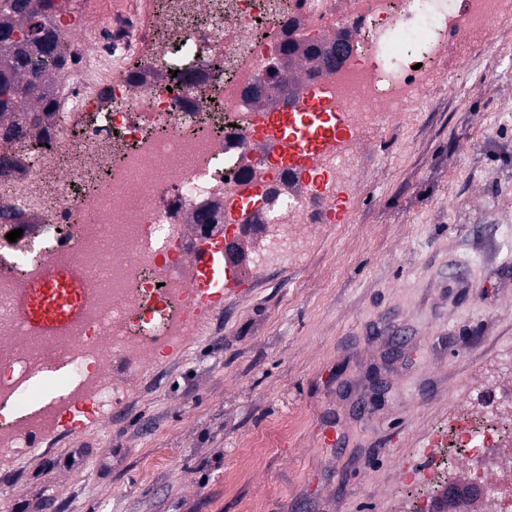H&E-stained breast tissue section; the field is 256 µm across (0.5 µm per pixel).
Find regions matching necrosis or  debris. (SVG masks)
<instances>
[{
	"mask_svg": "<svg viewBox=\"0 0 512 512\" xmlns=\"http://www.w3.org/2000/svg\"><path fill=\"white\" fill-rule=\"evenodd\" d=\"M503 7L462 0L458 26L431 0H183L153 16L144 0H115L82 30L60 10L67 55L46 135L0 182V204L18 213L0 224V250L13 257L0 260V402L33 399L30 381L56 361H73L79 374L56 383L42 414L0 427V447L22 454L35 434L55 429L58 405L95 411L120 400L104 357L147 343L177 349L212 311L171 251L191 214L205 210L223 223L234 186L257 181L272 251L287 245L295 217L311 214L312 197L288 191L293 173L262 159L242 163L261 124L246 94L267 82L271 45L348 29L350 57L318 81L360 128L420 97L449 39H468ZM14 228L22 235L11 243ZM73 265L91 286L81 321L60 335L29 332L13 309L22 289L13 269L32 280ZM503 435L498 424L461 416L435 430L429 446L478 460L493 457Z\"/></svg>",
	"mask_w": 512,
	"mask_h": 512,
	"instance_id": "obj_1",
	"label": "necrosis or debris"
}]
</instances>
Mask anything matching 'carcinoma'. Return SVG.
Segmentation results:
<instances>
[{
	"mask_svg": "<svg viewBox=\"0 0 512 512\" xmlns=\"http://www.w3.org/2000/svg\"><path fill=\"white\" fill-rule=\"evenodd\" d=\"M54 9L55 0H0V143L34 139L41 113L53 107L50 73L62 65L66 41L56 29ZM324 64L318 45L289 47L286 63L269 71L270 96L294 81L297 66L314 73Z\"/></svg>",
	"mask_w": 512,
	"mask_h": 512,
	"instance_id": "carcinoma-1",
	"label": "carcinoma"
}]
</instances>
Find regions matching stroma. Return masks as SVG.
Masks as SVG:
<instances>
[{"mask_svg":"<svg viewBox=\"0 0 512 512\" xmlns=\"http://www.w3.org/2000/svg\"><path fill=\"white\" fill-rule=\"evenodd\" d=\"M351 156L123 400L0 455V512H410L430 432L512 387V13Z\"/></svg>","mask_w":512,"mask_h":512,"instance_id":"35a3bbf8","label":"stroma"}]
</instances>
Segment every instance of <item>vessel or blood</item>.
I'll return each instance as SVG.
<instances>
[{
    "label": "vessel or blood",
    "instance_id": "obj_1",
    "mask_svg": "<svg viewBox=\"0 0 512 512\" xmlns=\"http://www.w3.org/2000/svg\"><path fill=\"white\" fill-rule=\"evenodd\" d=\"M322 85L296 89L284 109L266 114L258 139L260 154L285 162L288 169L341 156L343 145L332 132L345 126L343 113L329 111ZM194 271L205 272L214 287H227L224 254L205 245L188 251ZM89 294L87 281L76 269L55 270L23 288L16 307L29 329L52 333L79 321Z\"/></svg>",
    "mask_w": 512,
    "mask_h": 512
}]
</instances>
